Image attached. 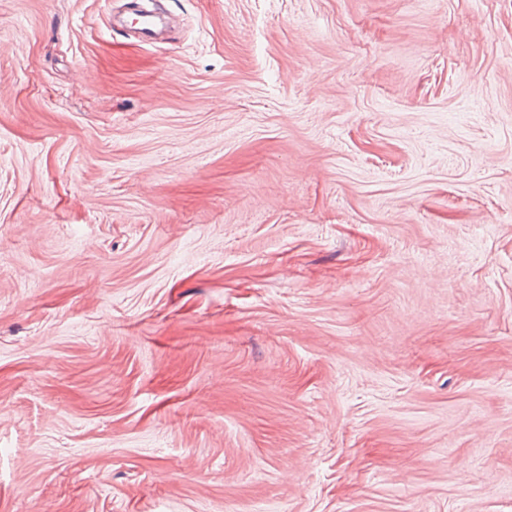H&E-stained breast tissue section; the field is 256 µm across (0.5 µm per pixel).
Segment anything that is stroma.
<instances>
[{"label":"stroma","instance_id":"obj_1","mask_svg":"<svg viewBox=\"0 0 512 512\" xmlns=\"http://www.w3.org/2000/svg\"><path fill=\"white\" fill-rule=\"evenodd\" d=\"M0 0V512H512V0Z\"/></svg>","mask_w":512,"mask_h":512}]
</instances>
